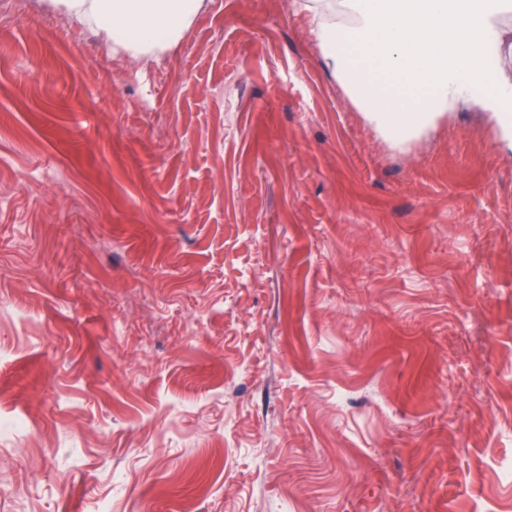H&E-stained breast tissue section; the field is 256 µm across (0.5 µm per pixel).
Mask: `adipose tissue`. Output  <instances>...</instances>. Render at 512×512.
<instances>
[{"label":"adipose tissue","instance_id":"ef3b65f1","mask_svg":"<svg viewBox=\"0 0 512 512\" xmlns=\"http://www.w3.org/2000/svg\"><path fill=\"white\" fill-rule=\"evenodd\" d=\"M114 46L150 60L177 43L203 0H54ZM343 5L350 23L323 22L322 57L350 101L394 144L419 137L458 105L492 113L512 137V79L494 62L512 0H304Z\"/></svg>","mask_w":512,"mask_h":512}]
</instances>
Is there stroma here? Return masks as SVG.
I'll list each match as a JSON object with an SVG mask.
<instances>
[{"mask_svg":"<svg viewBox=\"0 0 512 512\" xmlns=\"http://www.w3.org/2000/svg\"><path fill=\"white\" fill-rule=\"evenodd\" d=\"M318 22L0 0V512H512V143L392 145ZM71 19L140 59L177 43L203 0H52Z\"/></svg>","mask_w":512,"mask_h":512,"instance_id":"obj_1","label":"stroma"}]
</instances>
